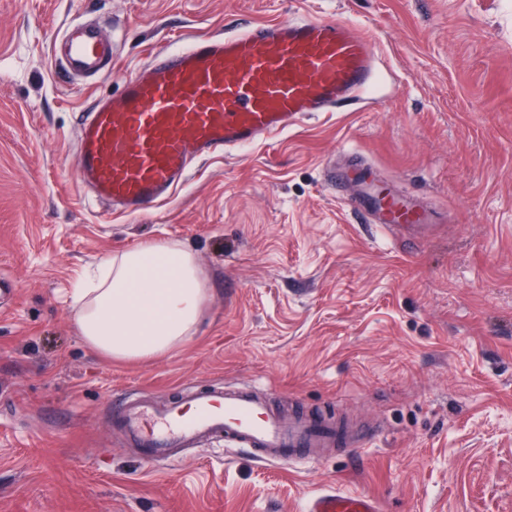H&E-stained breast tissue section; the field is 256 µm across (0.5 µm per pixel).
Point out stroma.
<instances>
[{"mask_svg": "<svg viewBox=\"0 0 512 512\" xmlns=\"http://www.w3.org/2000/svg\"><path fill=\"white\" fill-rule=\"evenodd\" d=\"M337 18L381 59L366 109L195 162L145 215L92 208L78 119L159 48L239 19ZM72 20L111 40L112 72L68 74ZM374 165L436 226L414 250L372 236L323 186ZM188 246L208 279L193 336L143 362L83 342L71 290L148 242ZM0 512H303L330 488L381 512H512V0H0ZM253 385L274 408L377 419L368 450L292 471L207 440L150 466L114 401Z\"/></svg>", "mask_w": 512, "mask_h": 512, "instance_id": "1", "label": "stroma"}]
</instances>
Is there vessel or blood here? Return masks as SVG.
<instances>
[{
  "label": "vessel or blood",
  "instance_id": "1",
  "mask_svg": "<svg viewBox=\"0 0 512 512\" xmlns=\"http://www.w3.org/2000/svg\"><path fill=\"white\" fill-rule=\"evenodd\" d=\"M60 53L71 74L99 77L112 62L111 43L76 20L62 30ZM377 80L375 45L352 23L239 22L184 49L157 51L119 92L96 101L79 130V179L92 189L89 204L147 213L175 193L195 161L273 141L305 118L361 103ZM327 184L375 231L399 236L434 222L421 198L393 190L369 166L328 169ZM112 424L155 463L179 458L205 438L275 465L314 462L372 440L335 413L282 414L251 385L189 386L165 402L130 395L115 405ZM305 512L380 508L368 495L336 489L313 496Z\"/></svg>",
  "mask_w": 512,
  "mask_h": 512
}]
</instances>
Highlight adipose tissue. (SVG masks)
<instances>
[{"instance_id": "ef3b65f1", "label": "adipose tissue", "mask_w": 512, "mask_h": 512, "mask_svg": "<svg viewBox=\"0 0 512 512\" xmlns=\"http://www.w3.org/2000/svg\"><path fill=\"white\" fill-rule=\"evenodd\" d=\"M207 279L193 253L151 242L112 255L74 292L73 318L85 344L113 360L149 361L196 330Z\"/></svg>"}]
</instances>
